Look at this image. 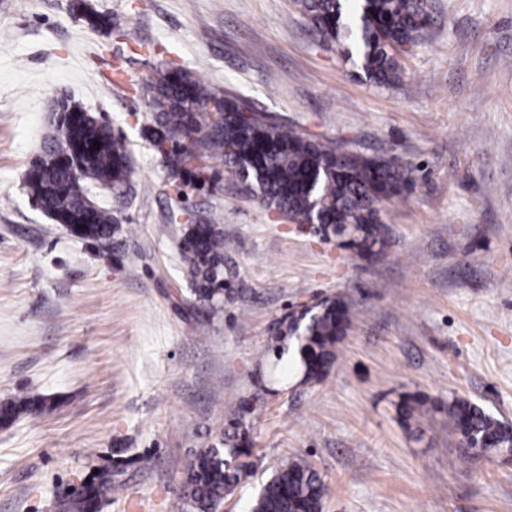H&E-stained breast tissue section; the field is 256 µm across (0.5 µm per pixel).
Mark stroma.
Returning a JSON list of instances; mask_svg holds the SVG:
<instances>
[{
  "label": "stroma",
  "instance_id": "obj_1",
  "mask_svg": "<svg viewBox=\"0 0 512 512\" xmlns=\"http://www.w3.org/2000/svg\"><path fill=\"white\" fill-rule=\"evenodd\" d=\"M0 0V402L56 406L0 425V512H58L110 471L95 512H172L187 463L239 404L250 466L224 512L280 458H307L322 512H512V456L462 447L447 417L401 401L472 400L512 423V0H427L399 86L378 88L293 0ZM127 82H113L114 65ZM180 67L299 130L413 170L385 201L384 253L363 260L289 224L223 175L188 191L233 238L234 291L191 305L171 186L130 85ZM130 141L122 197L91 194L122 228L117 259L35 208L25 179L59 93ZM338 298L351 323L318 383L282 382L266 351L292 306ZM86 23L93 29L107 33H115L117 36H124L125 31L120 25H115L111 14H102L86 8L83 11Z\"/></svg>",
  "mask_w": 512,
  "mask_h": 512
}]
</instances>
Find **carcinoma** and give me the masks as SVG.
<instances>
[{
    "label": "carcinoma",
    "instance_id": "cac0c4a2",
    "mask_svg": "<svg viewBox=\"0 0 512 512\" xmlns=\"http://www.w3.org/2000/svg\"><path fill=\"white\" fill-rule=\"evenodd\" d=\"M302 14L323 38L348 57H355L366 80L376 87H395L403 70L397 60L405 45L416 46L428 21L425 0H295ZM93 29L126 35L112 15L83 11ZM133 94L150 111L147 126L152 150L164 160L177 199L185 189L215 187L221 180L216 163L247 186L259 203L294 221L315 217L324 234L341 232L340 246L357 255L383 248L386 228L377 208L401 195L412 169L382 158L344 150L324 137L311 135L274 119L242 97L218 92L182 69L159 70L134 84ZM48 136L32 165L37 177L28 181L32 201L72 234L93 242L98 257L108 261L119 251L120 226L112 211L91 200L90 188L107 186L124 194L133 168L126 137L90 112L72 121L66 110L52 109ZM99 146H94V143ZM185 217L178 247L185 262L194 300L211 314L224 313V256L230 237L224 227L181 206L169 213L171 222ZM341 303L326 300L299 319L284 316L273 328L274 366H279L293 339L303 382L320 380L336 357L344 335ZM51 400L26 396L0 403V422L22 412H41ZM261 404L246 400L230 416L222 432L207 441L189 460L180 485L177 512H221L224 499L240 483L246 464L240 458L252 446L247 420ZM430 409L447 410L448 424L462 445L481 443L490 458L498 446L512 450V426L483 407L460 397L448 406L432 402ZM325 485L305 459L286 457L255 498L251 512H322ZM112 492V475L104 472L97 484L78 498L60 502L62 512H86L96 496Z\"/></svg>",
    "mask_w": 512,
    "mask_h": 512
}]
</instances>
